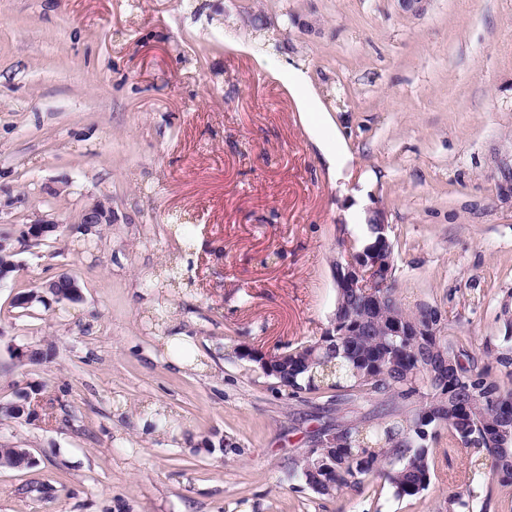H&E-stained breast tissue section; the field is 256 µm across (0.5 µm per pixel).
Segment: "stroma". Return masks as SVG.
I'll return each instance as SVG.
<instances>
[{
	"mask_svg": "<svg viewBox=\"0 0 512 512\" xmlns=\"http://www.w3.org/2000/svg\"><path fill=\"white\" fill-rule=\"evenodd\" d=\"M292 65L350 156L340 176L280 78ZM368 173L397 298L437 307L498 375L483 344L512 300V0H428L418 15L397 0H0V231L64 222L0 283V402L54 401L52 419L0 425L30 457L0 468V512H446L467 487L475 512H502L487 467L462 481L481 454L444 437L416 497L372 475L315 494L294 462L335 402L289 397L234 352L329 328L334 261L365 235L343 211ZM102 196L119 220L88 251L70 218ZM178 216L190 288L153 300L188 317L202 373L161 360L136 293L180 247ZM61 274L80 302L15 306ZM151 401L175 433L139 436Z\"/></svg>",
	"mask_w": 512,
	"mask_h": 512,
	"instance_id": "obj_1",
	"label": "stroma"
}]
</instances>
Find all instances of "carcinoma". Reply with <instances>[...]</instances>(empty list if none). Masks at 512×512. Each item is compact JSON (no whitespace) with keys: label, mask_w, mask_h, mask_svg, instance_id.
<instances>
[{"label":"carcinoma","mask_w":512,"mask_h":512,"mask_svg":"<svg viewBox=\"0 0 512 512\" xmlns=\"http://www.w3.org/2000/svg\"><path fill=\"white\" fill-rule=\"evenodd\" d=\"M8 235L0 236V267L15 271V254ZM369 298L362 290L337 293L331 335L273 354L272 368L282 386L297 395L321 390L336 392L343 403L361 401L412 404L377 425L353 424L336 429V443L311 448L296 471L314 493L332 496L360 489L370 474L384 478L399 498L415 497L431 481V442L448 431V444L482 450L489 463L491 483L512 512V389L490 376L466 347V340L409 336L407 331L441 318L433 306L408 311L395 296V286ZM505 333L498 337L494 359L512 382V308L501 314ZM37 416L22 406L6 403L0 423ZM29 464L24 448L0 445V467ZM471 490L448 499V512H472Z\"/></svg>","instance_id":"1"}]
</instances>
